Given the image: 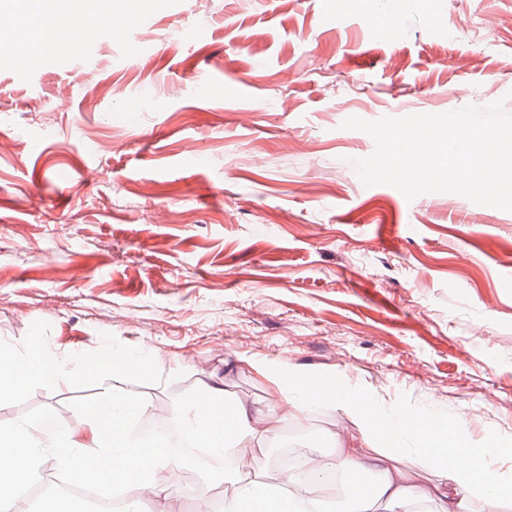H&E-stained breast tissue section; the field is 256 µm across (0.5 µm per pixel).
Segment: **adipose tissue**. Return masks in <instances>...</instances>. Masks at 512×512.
Returning a JSON list of instances; mask_svg holds the SVG:
<instances>
[{"label": "adipose tissue", "mask_w": 512, "mask_h": 512, "mask_svg": "<svg viewBox=\"0 0 512 512\" xmlns=\"http://www.w3.org/2000/svg\"><path fill=\"white\" fill-rule=\"evenodd\" d=\"M88 18L74 5L64 7L63 14L30 12L25 17L23 36L31 52L60 49L59 38L69 27L86 24ZM82 369L81 364L66 361L55 351L43 349L18 360L8 358L0 364V404L23 394L34 381L49 380L64 383ZM271 383V404L257 408L242 400L232 399L222 381L200 383L180 410L186 427L203 440L211 453L223 454L225 446L256 442L272 437L284 414L305 415L314 407L330 403L357 419L355 428L340 436L338 453H321L310 457L306 472H283L269 483L255 472L258 465L248 461L235 469L227 483L229 493L224 498V512H290V503L309 493V477L327 470L374 475L370 489L351 490L349 512H375L377 504H385L389 512H408L413 502L438 497L442 512H470L472 488H480L486 512H499L505 494H512V475L503 473L493 463L453 466L448 462V448L462 442L459 425L449 421L433 425L431 418L421 417L417 426L407 424V418L379 416L366 406L364 397L344 387L333 394L310 392L304 377L283 373L274 368L263 371ZM126 399L122 388H110L104 398L87 410L83 422L49 434L40 424L22 422L0 427V455L20 454L19 462L0 468V512H12L14 490L27 483L32 473V453L52 449L61 463L78 478H100L113 458L127 455L133 445L128 435V420L150 410L143 399H128L127 412L116 410L115 401ZM373 436L383 439L390 447H398L403 438L423 439L427 456L443 466L447 481L425 488L418 484L412 471L390 466L387 454L367 449L366 441ZM140 465L142 476L137 485L140 496L156 504H164L177 486L174 482L177 466L161 454L144 456Z\"/></svg>", "instance_id": "obj_1"}]
</instances>
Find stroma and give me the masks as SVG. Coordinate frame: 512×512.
<instances>
[{
  "label": "stroma",
  "instance_id": "stroma-1",
  "mask_svg": "<svg viewBox=\"0 0 512 512\" xmlns=\"http://www.w3.org/2000/svg\"><path fill=\"white\" fill-rule=\"evenodd\" d=\"M77 56L0 46V350L83 363L31 383L47 431L117 381L152 407L262 364L343 378L383 413L461 423L512 472V212L365 186L343 128L504 99L512 0H128ZM330 452L341 410L309 416Z\"/></svg>",
  "mask_w": 512,
  "mask_h": 512
}]
</instances>
